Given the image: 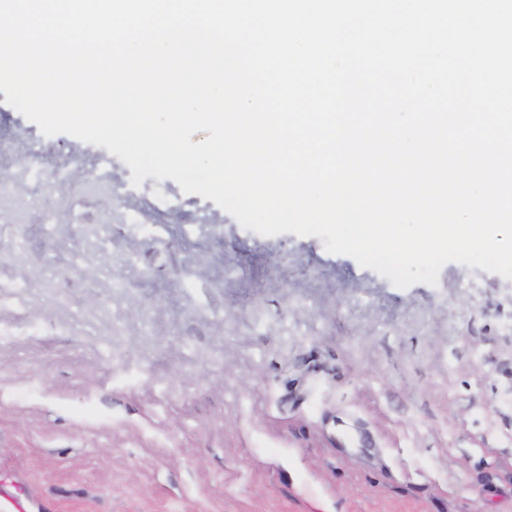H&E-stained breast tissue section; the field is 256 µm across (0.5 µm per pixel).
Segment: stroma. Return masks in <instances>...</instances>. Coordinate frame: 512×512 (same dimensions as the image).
I'll list each match as a JSON object with an SVG mask.
<instances>
[{"mask_svg": "<svg viewBox=\"0 0 512 512\" xmlns=\"http://www.w3.org/2000/svg\"><path fill=\"white\" fill-rule=\"evenodd\" d=\"M0 169L119 192L108 225L36 201L0 222L21 286L0 293V512H512V280L450 262L396 287L173 180L133 186L1 92Z\"/></svg>", "mask_w": 512, "mask_h": 512, "instance_id": "stroma-1", "label": "stroma"}]
</instances>
